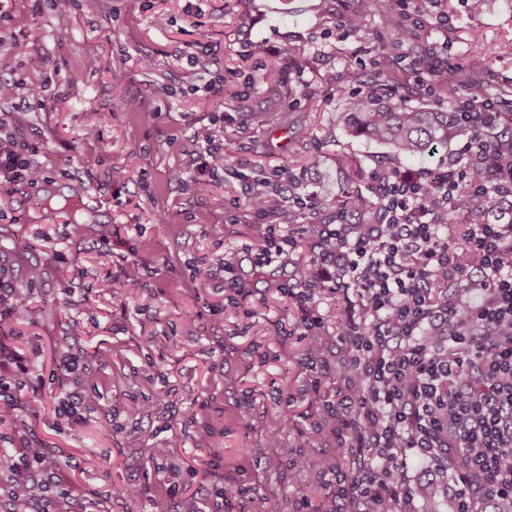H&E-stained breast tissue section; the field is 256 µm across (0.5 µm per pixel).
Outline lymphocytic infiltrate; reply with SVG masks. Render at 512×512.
Returning <instances> with one entry per match:
<instances>
[{
	"mask_svg": "<svg viewBox=\"0 0 512 512\" xmlns=\"http://www.w3.org/2000/svg\"><path fill=\"white\" fill-rule=\"evenodd\" d=\"M194 136L198 173L219 179L223 115ZM483 150L472 138L427 174L385 177L380 220L319 225L317 255L287 253L272 225L254 227L256 265L290 258L308 358L322 347L315 290L329 284L356 295L338 334L347 393L336 405L343 415L337 437L357 460L338 494L356 512H433L440 497L452 512L512 504V224L483 220L460 242L445 220L459 187L478 182ZM31 154L0 121V187L38 185L42 170ZM61 349L56 411L78 424L89 402L85 350L76 339ZM28 371L22 353L0 337V421L19 403L8 375ZM413 464L427 470V483L410 479ZM59 468L38 442L0 448L10 499L45 500Z\"/></svg>",
	"mask_w": 512,
	"mask_h": 512,
	"instance_id": "f902f5d3",
	"label": "lymphocytic infiltrate"
}]
</instances>
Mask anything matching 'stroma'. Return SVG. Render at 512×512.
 <instances>
[{"label": "stroma", "instance_id": "obj_1", "mask_svg": "<svg viewBox=\"0 0 512 512\" xmlns=\"http://www.w3.org/2000/svg\"><path fill=\"white\" fill-rule=\"evenodd\" d=\"M354 8L362 28L351 32L342 21ZM63 10L65 30L57 27ZM403 12L423 33L393 54L396 81L414 92L409 105L450 109L433 88V51L443 46L447 64L484 78V99L512 110V0H485L478 11L471 0H405ZM8 13L0 82L24 81L29 103L19 111L0 104V118L25 133L44 179L17 186L0 209V253L34 308L11 326L31 369L0 435L62 452L49 499L76 512H176L184 495L201 512H354L336 491L355 466L323 405L344 386L336 332L355 296L317 289L323 350L307 360L302 311L286 293L292 268L282 258L255 265L249 244L251 225L271 224L314 252L312 228L334 223L330 205L343 191L373 197L379 174L421 172L463 145L458 137L436 156L398 159L337 124L343 91L369 83L374 45L393 37L378 0H11ZM18 39L29 45L22 57ZM141 56L152 70L139 69ZM210 70L238 98L204 91ZM328 71L335 86L321 80ZM134 96L142 106L127 111ZM252 109L263 111L262 126L248 123ZM217 112L232 168L220 180L174 181L173 172H192L194 127ZM90 155L102 163L88 171L81 160ZM343 157L359 161L357 172L340 166ZM293 178L305 184V201L272 214L248 207L253 192L287 189ZM21 233L35 247L15 256ZM145 238L148 253L139 250ZM60 253L77 277H60ZM225 253L234 257L232 279L205 276ZM35 263L44 275L31 284ZM108 272L113 295L96 288ZM127 288L136 291L128 301ZM65 336L81 337L95 396L75 426L50 397ZM319 422L323 441L306 447ZM272 435L302 452L306 467L287 465L268 447ZM132 482L149 490L135 503L120 494Z\"/></svg>", "mask_w": 512, "mask_h": 512}]
</instances>
